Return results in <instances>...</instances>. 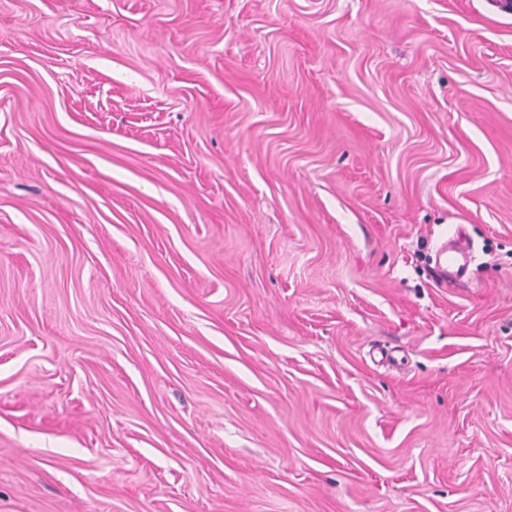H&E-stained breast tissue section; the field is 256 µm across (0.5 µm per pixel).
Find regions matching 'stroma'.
<instances>
[{"label":"stroma","mask_w":512,"mask_h":512,"mask_svg":"<svg viewBox=\"0 0 512 512\" xmlns=\"http://www.w3.org/2000/svg\"><path fill=\"white\" fill-rule=\"evenodd\" d=\"M0 512H512V11L0 0ZM449 252L447 247H442L434 267L435 277L445 284L455 283L464 275L469 259V245L458 237Z\"/></svg>","instance_id":"35a3bbf8"}]
</instances>
